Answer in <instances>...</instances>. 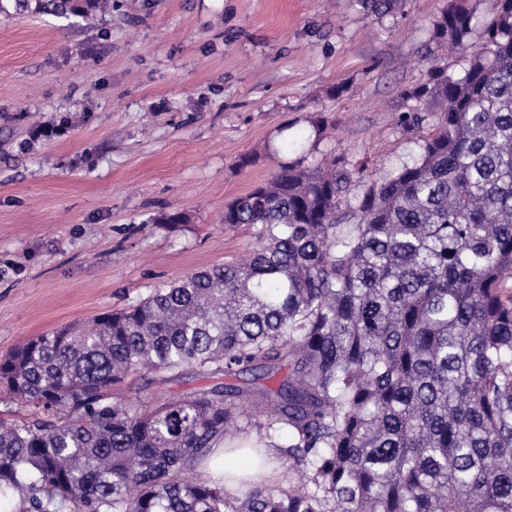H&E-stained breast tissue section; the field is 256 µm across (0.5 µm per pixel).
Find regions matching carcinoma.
I'll use <instances>...</instances> for the list:
<instances>
[{"label":"carcinoma","instance_id":"obj_1","mask_svg":"<svg viewBox=\"0 0 512 512\" xmlns=\"http://www.w3.org/2000/svg\"><path fill=\"white\" fill-rule=\"evenodd\" d=\"M59 17L107 0H12ZM427 79L399 120L418 151L377 179L337 157L291 161L224 206L257 228L246 257L144 301L29 339L0 389L59 423H0V498L24 512H512V0L483 22L448 0ZM288 373L278 374L283 368ZM192 368L233 383L136 411L131 374ZM310 471L237 494L193 481L214 449Z\"/></svg>","mask_w":512,"mask_h":512}]
</instances>
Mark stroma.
Returning <instances> with one entry per match:
<instances>
[{"label":"stroma","instance_id":"35a3bbf8","mask_svg":"<svg viewBox=\"0 0 512 512\" xmlns=\"http://www.w3.org/2000/svg\"><path fill=\"white\" fill-rule=\"evenodd\" d=\"M448 0H112L85 17L0 13V356L251 251L224 206L282 163L383 176L417 149L405 90ZM173 210L182 224L158 218ZM130 376L151 408L224 383Z\"/></svg>","mask_w":512,"mask_h":512}]
</instances>
